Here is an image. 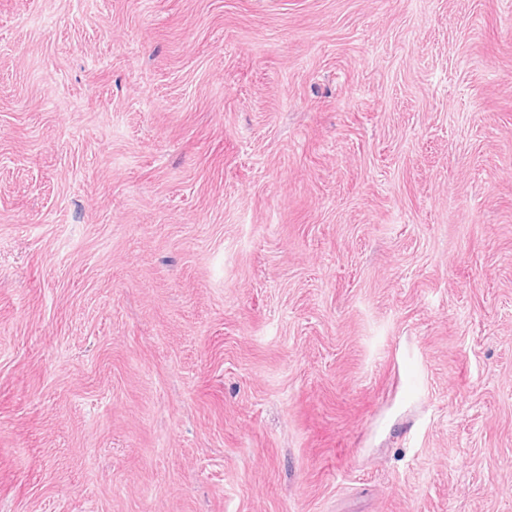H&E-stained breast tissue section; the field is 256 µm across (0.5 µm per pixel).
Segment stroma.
I'll return each mask as SVG.
<instances>
[{
  "label": "stroma",
  "instance_id": "stroma-1",
  "mask_svg": "<svg viewBox=\"0 0 512 512\" xmlns=\"http://www.w3.org/2000/svg\"><path fill=\"white\" fill-rule=\"evenodd\" d=\"M0 512H512V0H0Z\"/></svg>",
  "mask_w": 512,
  "mask_h": 512
}]
</instances>
